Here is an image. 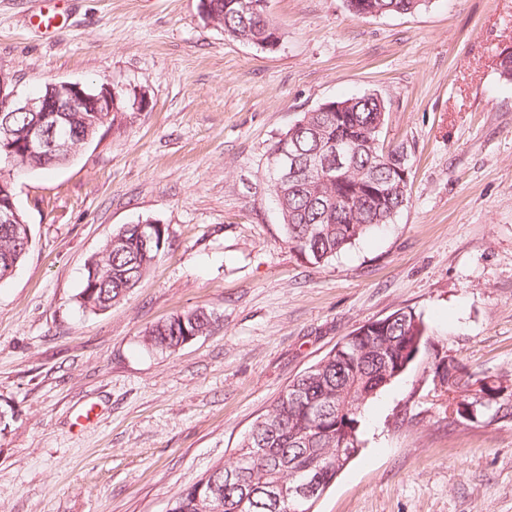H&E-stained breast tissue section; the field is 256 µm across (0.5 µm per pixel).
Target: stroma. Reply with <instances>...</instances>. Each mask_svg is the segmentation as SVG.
<instances>
[{"label":"stroma","instance_id":"obj_1","mask_svg":"<svg viewBox=\"0 0 512 512\" xmlns=\"http://www.w3.org/2000/svg\"><path fill=\"white\" fill-rule=\"evenodd\" d=\"M0 0V72L20 93L102 80L148 106L65 164L13 174L28 254L0 282V512H167L234 453L297 375L401 307L466 369L512 373V0H431L360 17L346 0H268L281 42L210 23L200 0ZM373 94L404 147L409 202L323 265L288 248L267 153L301 115ZM165 252L111 309L74 297L122 225ZM191 308L173 352L146 328ZM426 357L362 409L363 447L315 512H512V421L448 424ZM214 323L211 313L199 308L188 309L151 326L145 331L144 342L152 348L173 352L197 334H207Z\"/></svg>","mask_w":512,"mask_h":512}]
</instances>
